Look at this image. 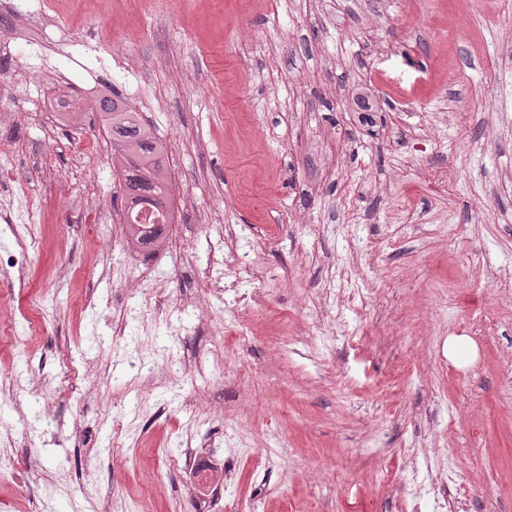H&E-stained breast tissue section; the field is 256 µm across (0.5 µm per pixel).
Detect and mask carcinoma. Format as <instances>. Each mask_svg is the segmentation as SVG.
Returning a JSON list of instances; mask_svg holds the SVG:
<instances>
[{"label": "carcinoma", "mask_w": 512, "mask_h": 512, "mask_svg": "<svg viewBox=\"0 0 512 512\" xmlns=\"http://www.w3.org/2000/svg\"><path fill=\"white\" fill-rule=\"evenodd\" d=\"M94 109L112 138V168L122 177L126 242L136 249L159 248L173 223L167 143L118 96H100Z\"/></svg>", "instance_id": "cac0c4a2"}]
</instances>
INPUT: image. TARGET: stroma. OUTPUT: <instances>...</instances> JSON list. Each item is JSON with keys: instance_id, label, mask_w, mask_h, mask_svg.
<instances>
[{"instance_id": "obj_1", "label": "stroma", "mask_w": 512, "mask_h": 512, "mask_svg": "<svg viewBox=\"0 0 512 512\" xmlns=\"http://www.w3.org/2000/svg\"><path fill=\"white\" fill-rule=\"evenodd\" d=\"M58 88L166 141L169 245L127 246L101 120L49 139ZM0 110V227L38 228L25 277L0 268V372L41 379L63 429L32 446L41 404L0 391V470L30 484L0 482V512H197L189 429L236 473L209 512H512V0H0ZM218 253L253 300L202 327Z\"/></svg>"}]
</instances>
